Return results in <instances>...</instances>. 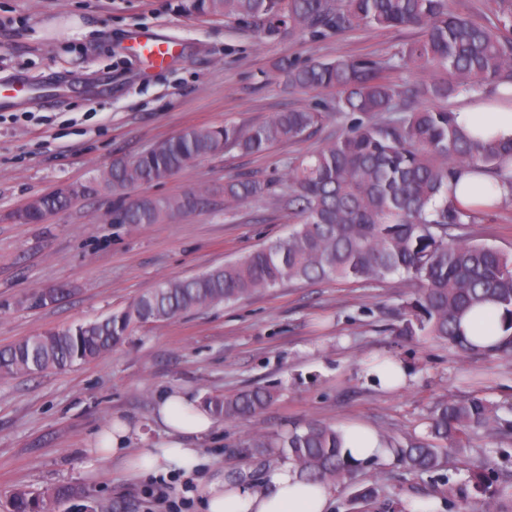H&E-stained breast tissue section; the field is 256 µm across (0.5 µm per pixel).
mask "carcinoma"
I'll list each match as a JSON object with an SVG mask.
<instances>
[{
	"instance_id": "carcinoma-1",
	"label": "carcinoma",
	"mask_w": 512,
	"mask_h": 512,
	"mask_svg": "<svg viewBox=\"0 0 512 512\" xmlns=\"http://www.w3.org/2000/svg\"><path fill=\"white\" fill-rule=\"evenodd\" d=\"M183 10L222 15L252 26L264 38L290 33L322 36L353 22L378 27H414L421 36L406 44L390 64L370 57L287 65L288 84L301 89L335 88L336 110L354 116L350 130L289 166V190L281 203L300 222L288 236L244 258L188 279L160 282L101 321L29 336L0 349V378L64 369L112 350L139 324L164 322L193 309L238 301L293 282L338 279L373 283L398 275L415 293L400 312L401 336H430L448 343L463 359L512 356V254L455 234L474 219V210L448 198V183L461 167L503 177L512 144L475 140L447 108L414 110L390 79L395 67L429 73L415 93L448 100L458 93H483L512 86V0H494V20L477 24L451 10L449 0H181ZM327 113L278 112L248 126L191 127L150 151L112 163L108 176L67 185L42 195L22 223L42 224L75 199L112 195L113 223L157 224L176 213L195 211L207 195L221 194L227 207L260 198L269 185L244 176L176 197L129 196L131 189L165 180L198 159L230 149L259 154L296 141L319 126ZM494 304L503 311L505 334L483 345L465 336L459 321L469 310ZM274 399L264 388L234 398L209 397L217 417H248ZM485 433L512 440V419L497 415L485 395L443 400L428 417V438L405 446L388 444L397 463L414 472L443 468L439 443L463 449L470 436ZM245 447L268 456L284 453L308 482L346 480L357 466L341 453L343 432L308 421L286 436L258 434ZM483 500L487 512H506L512 481L498 485L474 472L459 497ZM350 505L369 512H400L377 506V487L358 486ZM11 512H44V498L27 491L11 497Z\"/></svg>"
}]
</instances>
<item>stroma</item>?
<instances>
[{"label": "stroma", "mask_w": 512, "mask_h": 512, "mask_svg": "<svg viewBox=\"0 0 512 512\" xmlns=\"http://www.w3.org/2000/svg\"><path fill=\"white\" fill-rule=\"evenodd\" d=\"M179 0H0V85L20 79L29 99L0 105V347L71 324L106 318L161 281L194 277L284 238L294 220L279 198L285 166L345 133L336 92L289 87L283 63L336 58L388 60L419 37L415 28L358 24L323 38H258L221 16L190 15ZM135 31L180 43L164 64L145 62ZM316 107L326 120L294 142L261 155L235 150L202 158L136 195L173 197L188 189L250 176L267 196L234 210L214 197L159 224H116L112 197L74 200L42 224L12 214L30 198L94 181L192 126L258 125L278 112ZM464 238L512 250V200L476 211ZM64 295L32 307L33 293ZM399 276L377 284L336 280L286 285L226 304L198 308L135 329L96 360L65 370L0 379V512L15 490L59 487L72 496L47 512H201V490L214 474L262 478L272 466L245 447L256 433L284 435L314 419L361 425L399 443L427 434L440 400L480 390L512 408V359L462 362L448 344L397 333L411 296ZM390 356L404 364V385L387 391L367 364ZM263 387L273 401L256 415L218 419L199 444L201 471L131 480L122 466L90 453L120 414L143 426L146 444L164 433L153 419L157 398L184 390L198 399L234 397ZM443 472L415 474L386 459L377 488L403 512H448L443 479L464 483L470 468L492 478L512 474V441L478 434L468 450L445 454Z\"/></svg>", "instance_id": "1"}]
</instances>
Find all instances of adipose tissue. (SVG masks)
I'll return each mask as SVG.
<instances>
[{"mask_svg":"<svg viewBox=\"0 0 512 512\" xmlns=\"http://www.w3.org/2000/svg\"><path fill=\"white\" fill-rule=\"evenodd\" d=\"M455 120L472 135L512 143V106L475 102L456 110ZM448 195L465 205L490 206L512 199V187L497 177L465 169L449 185ZM155 413L167 429V444L133 449L140 429L118 415L99 434L93 456L121 463L134 478L167 471L172 465L184 474L193 473L200 464L193 444L211 433L212 415L189 393L179 390L164 394ZM334 490L328 482L305 483L295 467L285 463L272 468L258 483L229 482L215 476L202 489L203 508L204 512H326Z\"/></svg>","mask_w":512,"mask_h":512,"instance_id":"1","label":"adipose tissue"}]
</instances>
